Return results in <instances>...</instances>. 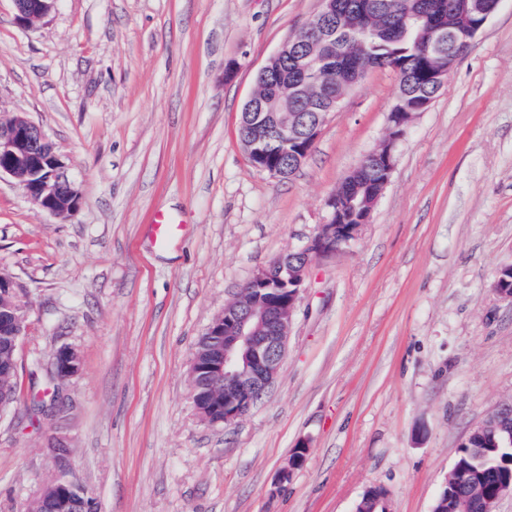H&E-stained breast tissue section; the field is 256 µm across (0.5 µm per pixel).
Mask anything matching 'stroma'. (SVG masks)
<instances>
[{"instance_id":"obj_1","label":"stroma","mask_w":512,"mask_h":512,"mask_svg":"<svg viewBox=\"0 0 512 512\" xmlns=\"http://www.w3.org/2000/svg\"><path fill=\"white\" fill-rule=\"evenodd\" d=\"M320 0H59L33 27L0 0V114L54 144L82 202L69 218L0 178V275L27 329L0 411V512L78 479L97 512H431L471 429L512 399V0L415 116L368 224L311 261L277 378L229 426L200 421L194 345L260 267L298 248L383 140L393 70L369 71L279 179L240 146L268 58ZM233 76H226L227 67ZM180 224L152 240L156 212ZM76 349L62 415L33 414L35 364ZM307 459L274 483L298 440ZM68 449L60 471L53 449Z\"/></svg>"}]
</instances>
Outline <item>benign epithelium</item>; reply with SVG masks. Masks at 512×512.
I'll list each match as a JSON object with an SVG mask.
<instances>
[{"label": "benign epithelium", "mask_w": 512, "mask_h": 512, "mask_svg": "<svg viewBox=\"0 0 512 512\" xmlns=\"http://www.w3.org/2000/svg\"><path fill=\"white\" fill-rule=\"evenodd\" d=\"M59 0H13L15 19L30 27L50 14ZM321 9L298 31L287 38L269 58L288 54L289 45L300 40L306 47L293 55L295 76L272 96L259 101L250 96L245 105L249 132L240 139L251 163L259 170L279 176L278 165L269 161L275 154L292 159L299 168L312 151L320 130L336 111L344 95L336 94L327 72L336 63L328 48L340 39L347 45H366L375 30L355 20L346 26L336 24V0H320ZM501 0H460L453 23L439 25L424 10L416 9L403 20L397 37L411 40L429 26L438 37L425 44L426 55L438 61L429 83L439 91L448 83L451 67L441 64L445 44H472L478 32L496 13ZM307 101L314 108L311 121L304 113L288 111V100ZM433 97L404 94L395 99L388 114V134L384 142L357 165L363 171H375L379 190L370 197L352 193L342 199L336 193L327 202L328 215L307 242L259 268L240 287L238 297L210 324L204 340L206 349L194 354L190 365V386L200 419L211 425H231L246 415L261 399L277 377L284 360L290 325L300 293L305 288L311 259L327 258L354 240L360 228L369 222L395 167L394 149L405 134L412 117L425 111ZM9 175L23 186L31 201L49 215L66 219L81 205V192L72 181L53 143L40 126L23 114L0 119V176ZM360 215L357 224H338L341 205ZM15 283L0 276V335L20 336L24 317L16 312ZM78 354L69 348L59 353L56 377L72 376ZM512 413V404L500 409L476 426L495 433L502 428L499 419ZM309 443L297 442L280 470L277 487L288 483L306 461ZM75 480L59 478L48 483L37 498V512H61L68 505ZM384 494L367 490L355 512H380ZM512 497V480L499 481L492 489L481 483L462 484L457 470L448 473L445 489L436 499L432 512H495V505Z\"/></svg>", "instance_id": "7a95c632"}]
</instances>
